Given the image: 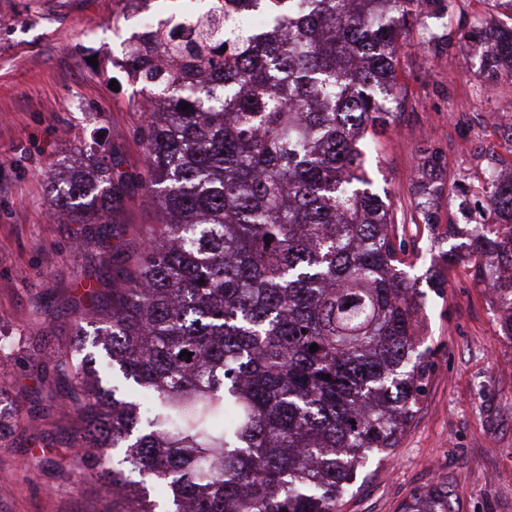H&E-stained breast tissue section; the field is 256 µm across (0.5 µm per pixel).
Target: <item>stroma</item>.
Masks as SVG:
<instances>
[{
	"instance_id": "obj_1",
	"label": "stroma",
	"mask_w": 512,
	"mask_h": 512,
	"mask_svg": "<svg viewBox=\"0 0 512 512\" xmlns=\"http://www.w3.org/2000/svg\"><path fill=\"white\" fill-rule=\"evenodd\" d=\"M208 0H0V512H108L97 478L22 469L42 451L75 453L69 398L53 358L73 340L80 281L108 282L114 246L134 249L160 223L156 199L137 179L144 167L141 94L115 59L138 14L200 9ZM479 17L512 25L504 0H455L430 26L455 31ZM459 47L433 49L411 32L399 45L402 104L368 157L385 190L417 277L422 334L432 349L420 410L389 458L363 469L339 512H398L419 488L448 493L452 512H512V340L479 279L480 259L450 235L460 221L448 190L495 161L512 163V126L498 111L512 83L485 81ZM93 145L96 156L81 153ZM440 153L431 198L436 228L420 223L415 184L428 153ZM98 160L126 174L106 231L62 214L52 182ZM454 262H447L446 252Z\"/></svg>"
}]
</instances>
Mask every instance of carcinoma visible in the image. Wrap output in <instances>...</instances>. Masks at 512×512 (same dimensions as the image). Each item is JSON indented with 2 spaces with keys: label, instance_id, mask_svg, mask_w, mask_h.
I'll return each mask as SVG.
<instances>
[{
  "label": "carcinoma",
  "instance_id": "cac0c4a2",
  "mask_svg": "<svg viewBox=\"0 0 512 512\" xmlns=\"http://www.w3.org/2000/svg\"><path fill=\"white\" fill-rule=\"evenodd\" d=\"M452 4L209 0L125 52L147 93L140 183L162 220L135 253L114 250L111 288L83 289L95 328L79 315L53 365L73 393L80 474L104 482L112 512H338L366 460L397 446L431 354L397 218L366 170L368 140L401 105L399 41L420 27L512 82V26L427 27ZM124 184L100 166L52 204L105 226ZM418 189L431 226L436 188ZM453 190L512 340V172ZM400 512H450L448 495L423 490Z\"/></svg>",
  "mask_w": 512,
  "mask_h": 512
}]
</instances>
